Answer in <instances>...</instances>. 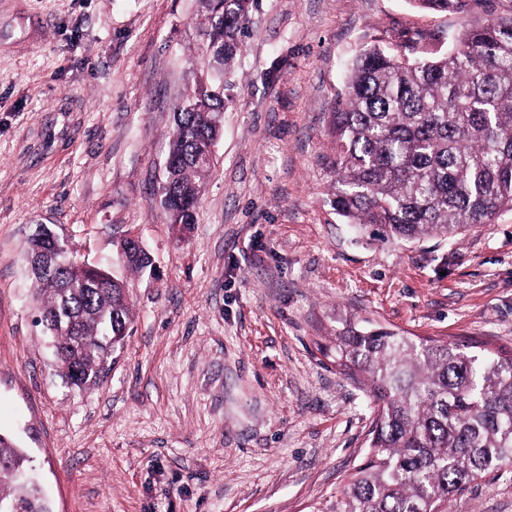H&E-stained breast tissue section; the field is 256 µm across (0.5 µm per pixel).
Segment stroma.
<instances>
[{
    "label": "stroma",
    "mask_w": 512,
    "mask_h": 512,
    "mask_svg": "<svg viewBox=\"0 0 512 512\" xmlns=\"http://www.w3.org/2000/svg\"><path fill=\"white\" fill-rule=\"evenodd\" d=\"M200 0H0V433L54 512H310L373 411L319 352L344 320L512 348V211L452 239L366 241L329 203L330 116L358 49L455 31L409 0H254L224 79L196 222L163 213L173 116L208 71ZM129 285L99 387L61 378L39 323V225ZM134 233L154 278L116 256ZM512 512V468L452 503Z\"/></svg>",
    "instance_id": "obj_1"
}]
</instances>
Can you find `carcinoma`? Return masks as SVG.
Masks as SVG:
<instances>
[{
  "label": "carcinoma",
  "mask_w": 512,
  "mask_h": 512,
  "mask_svg": "<svg viewBox=\"0 0 512 512\" xmlns=\"http://www.w3.org/2000/svg\"><path fill=\"white\" fill-rule=\"evenodd\" d=\"M461 18L433 43L393 51L379 44L356 53L332 114L336 155L330 204L354 229L379 241L454 238L512 211V16L468 19L471 0H411ZM240 2L218 19L208 5L202 54L223 65L241 51ZM224 100L193 91L174 116L160 187L162 207L181 225L195 222L202 181L198 161ZM40 322L62 375L94 388L120 349L133 315L123 283L100 269L57 282L34 274ZM364 393L375 415L364 457L312 512H448L455 497L512 466V351L409 336L368 320L347 319L328 350ZM0 512H51L42 490L16 472L31 457L0 433Z\"/></svg>",
  "instance_id": "cac0c4a2"
}]
</instances>
